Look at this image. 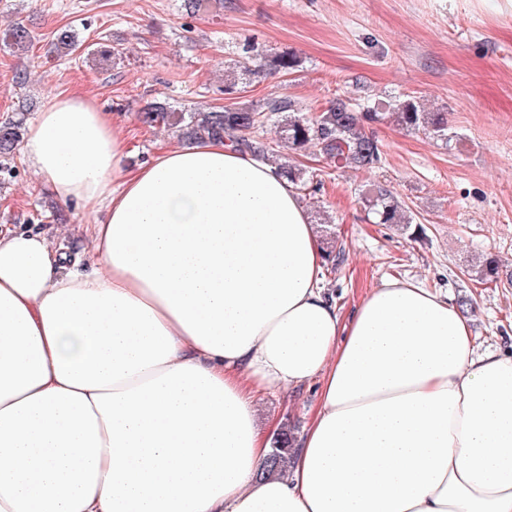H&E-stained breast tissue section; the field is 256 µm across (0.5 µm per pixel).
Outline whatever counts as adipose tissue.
Here are the masks:
<instances>
[{
	"label": "adipose tissue",
	"mask_w": 512,
	"mask_h": 512,
	"mask_svg": "<svg viewBox=\"0 0 512 512\" xmlns=\"http://www.w3.org/2000/svg\"><path fill=\"white\" fill-rule=\"evenodd\" d=\"M22 152L93 224L80 258L0 229V512H512V354L389 281L343 318L275 165L222 139L130 167L50 92ZM318 385L284 473L257 390Z\"/></svg>",
	"instance_id": "obj_1"
}]
</instances>
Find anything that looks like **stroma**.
Returning a JSON list of instances; mask_svg holds the SVG:
<instances>
[{
  "instance_id": "stroma-1",
  "label": "stroma",
  "mask_w": 512,
  "mask_h": 512,
  "mask_svg": "<svg viewBox=\"0 0 512 512\" xmlns=\"http://www.w3.org/2000/svg\"><path fill=\"white\" fill-rule=\"evenodd\" d=\"M18 21L33 48L19 54L0 44V121L33 122L52 89L83 94L122 128L133 166L179 144L138 122L141 105L224 106V70L249 42L269 55L295 53L300 66L244 76L237 103L288 97L318 108L341 94L366 107L410 95L447 113L446 142L389 120L373 124L383 159L368 175L330 165L313 146L290 153L315 178L298 190L300 201L310 217L327 213L344 250L339 266L324 264L320 283L346 317L382 282L419 283L458 305L476 353L512 350V0H224L193 15L183 0H0V31ZM67 26L83 41L75 59L48 55ZM115 45L116 57L108 53ZM369 180L406 202L421 235L368 219L360 189ZM91 221L80 203L58 202L23 157L0 170V225L77 255ZM482 253L499 257L497 281L465 276ZM316 391L312 382L292 396L257 393L258 424L301 437Z\"/></svg>"
}]
</instances>
